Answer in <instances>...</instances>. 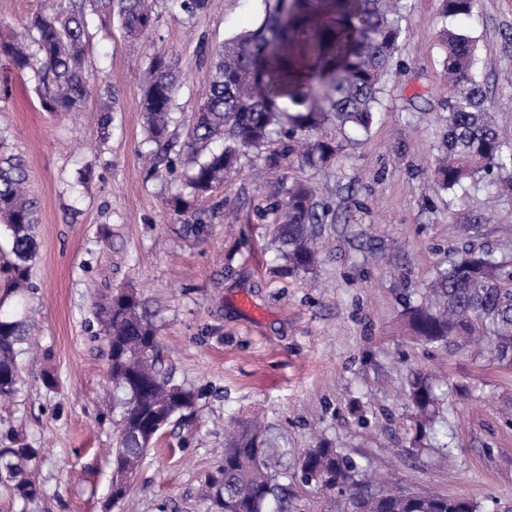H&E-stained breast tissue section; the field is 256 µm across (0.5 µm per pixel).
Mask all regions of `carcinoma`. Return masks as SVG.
<instances>
[{"instance_id": "obj_1", "label": "carcinoma", "mask_w": 512, "mask_h": 512, "mask_svg": "<svg viewBox=\"0 0 512 512\" xmlns=\"http://www.w3.org/2000/svg\"><path fill=\"white\" fill-rule=\"evenodd\" d=\"M155 0H71L65 10L50 6L29 23L32 42L23 36H0V56L19 72L32 71L45 89L49 112H78L89 95L85 73V37L91 18H117L126 36L137 38L154 26ZM189 17L207 0H174ZM446 18L474 15L476 0H440ZM404 0H288L265 18L262 32L245 33L205 53L201 64L209 93L192 119L185 187L187 196L171 199L173 211L188 217L189 200L206 199L233 176L241 160L252 155L276 171L295 154L310 165L336 159L347 131L368 132L383 85L394 66L402 35ZM448 74L447 125L439 146L435 175L450 192L464 190L480 175L492 176L487 190L512 193V143L499 133L486 90L478 78L475 39L454 29L443 32ZM182 74L172 57L149 58L142 112L148 142L160 148L152 172L169 151L168 125ZM336 125L338 139L321 134ZM215 140L222 147L204 156ZM332 210L315 191L292 183L285 197L259 209L270 219L271 236L293 275L314 268L317 239ZM36 203L26 176L13 157L0 162V227L10 242L13 292L29 288L35 254ZM403 317L414 339L448 355L473 354L512 367V261L492 254H468L436 271L418 302ZM100 334L109 351L112 402L121 409L118 447L112 462L118 472L136 473L147 452L140 432L193 414L197 395L180 383L163 357L154 324L136 293L120 290L99 313ZM34 324L29 317L0 315V401L14 395L17 360ZM440 385L420 371L411 373L406 396L414 413L415 437H432L448 450V434L434 430ZM41 449L25 444L0 448V488L15 500L38 494L31 471ZM261 425L245 426L224 449V466L208 476L202 494L216 512H267L270 500L288 512V500L268 473ZM305 483L346 495V512H479L469 499L416 492L384 481L368 480L363 469L341 449L320 442L302 462Z\"/></svg>"}]
</instances>
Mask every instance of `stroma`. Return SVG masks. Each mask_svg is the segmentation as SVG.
I'll return each mask as SVG.
<instances>
[{
    "instance_id": "1",
    "label": "stroma",
    "mask_w": 512,
    "mask_h": 512,
    "mask_svg": "<svg viewBox=\"0 0 512 512\" xmlns=\"http://www.w3.org/2000/svg\"><path fill=\"white\" fill-rule=\"evenodd\" d=\"M275 5L208 0L186 22L158 0L154 27L137 40L116 20L93 18L90 94L78 112L47 111L43 87L0 57L8 135L0 154L20 160L39 219L33 290L17 301L0 263V306L40 326L18 360L14 401L0 411V448L16 437L43 451L38 496L21 503L2 493L0 512H120L110 452L121 411L105 397L109 352L95 315L120 288L136 291L178 379L198 395L194 414L160 431L130 480L133 512H214L198 488L223 466L228 433L256 414L290 512H344L343 497L301 480L303 454L320 440L390 482L512 512V369L442 357L402 326L406 303L448 259L486 251L512 259V195L492 204L483 188L455 196L433 173L448 99L443 28L475 39L479 78L512 142V0H479L472 18L454 22L438 0H405L398 64L370 131L325 168L294 161L258 180V159L243 160L214 199L193 202L206 220L194 235L167 205L182 170L156 176L144 160L148 59L175 54L186 76L169 126L174 152L186 151L191 116L208 94L201 46L259 29ZM111 96L117 110L104 139L98 109ZM295 181L316 185L336 220L324 227L318 267L284 276L256 207ZM415 370L444 381L435 428L448 433L450 452L412 443L404 388ZM48 372L55 388L42 382Z\"/></svg>"
}]
</instances>
